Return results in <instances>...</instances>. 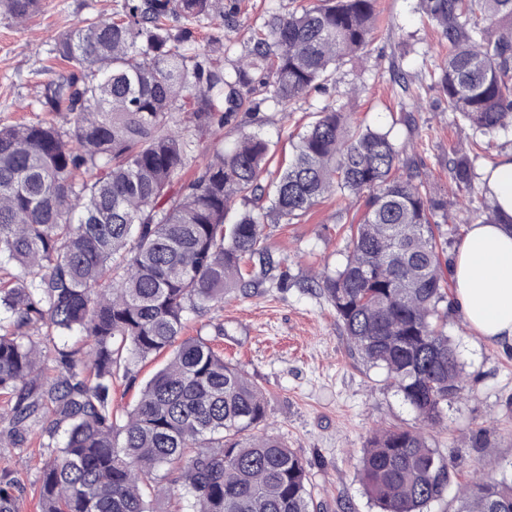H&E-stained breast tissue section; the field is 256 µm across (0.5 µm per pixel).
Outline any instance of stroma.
Listing matches in <instances>:
<instances>
[{
  "label": "stroma",
  "instance_id": "obj_1",
  "mask_svg": "<svg viewBox=\"0 0 512 512\" xmlns=\"http://www.w3.org/2000/svg\"><path fill=\"white\" fill-rule=\"evenodd\" d=\"M303 0H242L235 28L210 21L195 24L199 42L219 40L226 64L244 56L245 38L270 15H285ZM119 0H42L27 23L18 25L0 12V125L40 118L38 96L54 79L50 51L64 33L89 17L108 16ZM382 26L363 57L340 64L328 92H310L290 112L272 104L257 117L243 116L225 127L222 143L233 148L242 132L268 138L277 157L287 155L292 136L313 112L328 103L344 106L364 124L390 129L397 144L427 178L432 197L446 201L448 220L441 229L448 257L481 209L479 192L459 189L448 170L454 146L469 145L474 130L458 113L448 111L431 78L445 50L439 35L418 8L417 0H379ZM407 79L418 98L411 114L400 112L401 93L391 71ZM351 216L327 200L290 224H266L267 248L287 258L292 276L310 270H334L343 260ZM218 337L224 358L259 387L267 406V431L302 457L317 512H378L366 497L359 460L373 428L410 427L417 419L384 380L381 370L354 361L336 314L327 301L299 288H262L225 298L223 309L196 318L189 335ZM445 330L457 345L467 389L448 405L442 426L429 441L455 467L459 482L473 472L512 476V350L471 330L456 308H449ZM484 445L472 447L473 436Z\"/></svg>",
  "mask_w": 512,
  "mask_h": 512
}]
</instances>
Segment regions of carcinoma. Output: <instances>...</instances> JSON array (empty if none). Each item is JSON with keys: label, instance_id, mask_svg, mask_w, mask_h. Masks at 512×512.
I'll return each instance as SVG.
<instances>
[{"label": "carcinoma", "instance_id": "obj_1", "mask_svg": "<svg viewBox=\"0 0 512 512\" xmlns=\"http://www.w3.org/2000/svg\"><path fill=\"white\" fill-rule=\"evenodd\" d=\"M420 7L448 43L433 73L440 101L484 137L512 125V0ZM38 8L0 0L20 25ZM236 13L237 0H123L55 43L63 73L43 86L45 117L0 126V446L52 449L35 481L40 512H155L169 471L191 512H314L303 459L261 432V390L212 340L183 333L226 294L288 287L264 224L333 196L363 201L343 261L294 286L326 299L349 355L382 370L423 425L466 389L441 311L447 203L430 197L391 130L327 104L268 185L261 133L242 132L228 152L215 143L255 96L286 112L334 84L379 27L378 0L273 15L230 69L191 28L169 24L230 27ZM476 159L452 152V177L469 192ZM481 198L479 223H512ZM160 356L136 405L115 407V386L135 385L137 367ZM359 475L380 512H427L457 483L416 427L373 431ZM25 492L0 469V512H19ZM456 503L512 512V478L476 476Z\"/></svg>", "mask_w": 512, "mask_h": 512}]
</instances>
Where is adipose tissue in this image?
<instances>
[{
    "label": "adipose tissue",
    "instance_id": "1",
    "mask_svg": "<svg viewBox=\"0 0 512 512\" xmlns=\"http://www.w3.org/2000/svg\"><path fill=\"white\" fill-rule=\"evenodd\" d=\"M455 301L480 336L512 346V226L474 224L453 265Z\"/></svg>",
    "mask_w": 512,
    "mask_h": 512
}]
</instances>
